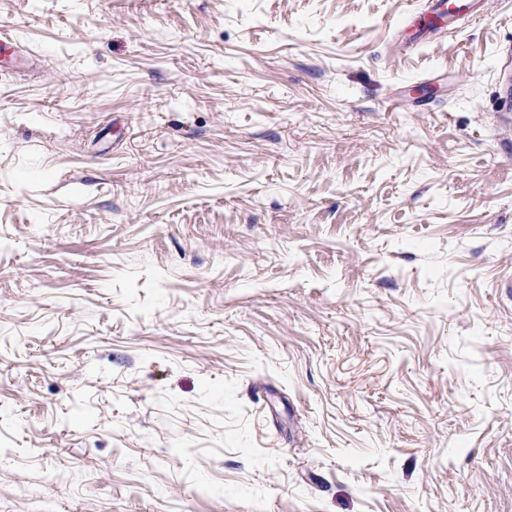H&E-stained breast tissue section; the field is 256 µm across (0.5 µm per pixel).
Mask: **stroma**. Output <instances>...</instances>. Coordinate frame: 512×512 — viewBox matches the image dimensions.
<instances>
[{
	"instance_id": "35a3bbf8",
	"label": "stroma",
	"mask_w": 512,
	"mask_h": 512,
	"mask_svg": "<svg viewBox=\"0 0 512 512\" xmlns=\"http://www.w3.org/2000/svg\"><path fill=\"white\" fill-rule=\"evenodd\" d=\"M0 0V512H512V0ZM487 0H458L456 5L445 10L441 0H424L422 7L416 10L423 22L409 30L413 36L429 37L436 33L455 35L462 20L472 19L482 14L487 7ZM24 59V51L14 36L12 29L0 30V70H11Z\"/></svg>"
}]
</instances>
